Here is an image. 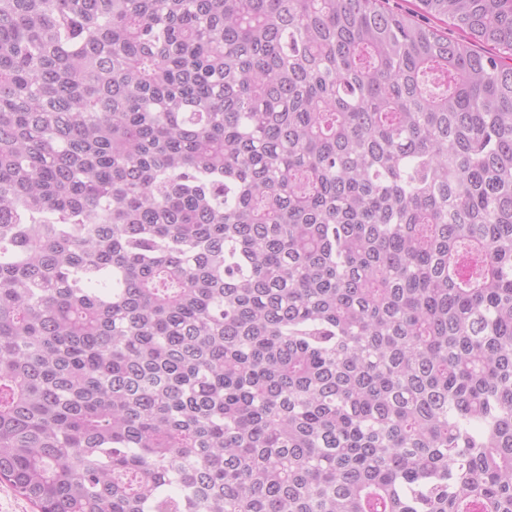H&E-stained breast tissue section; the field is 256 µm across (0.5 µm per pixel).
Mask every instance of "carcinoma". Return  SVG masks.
Listing matches in <instances>:
<instances>
[{
  "instance_id": "obj_1",
  "label": "carcinoma",
  "mask_w": 512,
  "mask_h": 512,
  "mask_svg": "<svg viewBox=\"0 0 512 512\" xmlns=\"http://www.w3.org/2000/svg\"><path fill=\"white\" fill-rule=\"evenodd\" d=\"M0 0V480L38 512H512V0Z\"/></svg>"
}]
</instances>
